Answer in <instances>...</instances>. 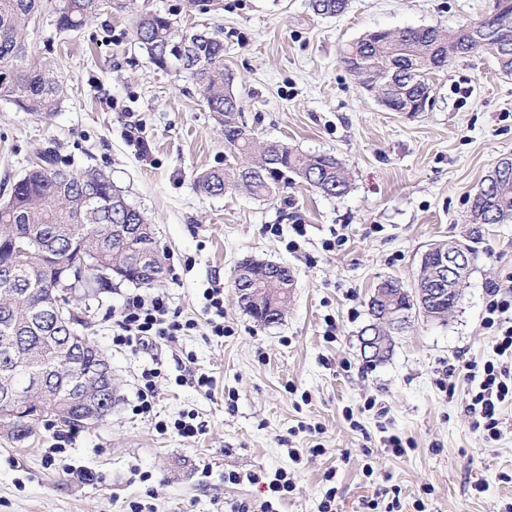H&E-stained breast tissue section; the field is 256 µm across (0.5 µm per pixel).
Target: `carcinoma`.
I'll return each instance as SVG.
<instances>
[{
	"mask_svg": "<svg viewBox=\"0 0 512 512\" xmlns=\"http://www.w3.org/2000/svg\"><path fill=\"white\" fill-rule=\"evenodd\" d=\"M495 19L478 29L448 32L439 29L406 27L385 35L368 33L342 51L346 65L359 63L360 84L378 96L413 102L430 88L434 72L448 61L482 50L493 56L499 69L512 74V0ZM312 10L328 17L342 14L348 0H310ZM45 8V0H0V99L18 110L48 119L59 111L64 87L58 79L52 50L35 54L30 46V30ZM127 0H59L53 9L54 24L61 33L79 30L88 22L112 10L123 11ZM135 41L159 70L175 67L169 47L183 37L168 14L142 12L132 17ZM181 69L198 87L209 111L224 127L228 149L224 167L211 169L194 180L196 189L210 196L241 191L254 197H270L296 180H302L326 197L336 198L349 191L343 163L330 154H303L278 142H260L239 123L242 105L230 94L224 71V42L214 33L199 32L191 38ZM483 192L469 197L465 223L468 238L482 237L484 224L512 223V172L498 179H483ZM145 224L147 219L125 197L112 192V179L102 169L88 168L76 173L50 149L39 150L36 161L14 183L9 199L0 203V265L11 255V239L17 235L35 242L29 262L15 271L13 282H0V340L10 338L29 351V369L47 377L41 401L54 407L47 417L76 427L71 420L68 397L71 366L62 361L61 347L70 333L51 324L44 304L67 294L87 299L112 282L99 276L102 266H119L128 272L131 283L150 288L145 280L141 257L151 239L127 237L125 246H115L114 224ZM81 246L92 253L84 268L63 271L69 249ZM433 254L423 255L413 287L429 288L435 280ZM468 276L448 283L449 298L426 306L429 318L443 322L460 300ZM255 320L268 322L270 303L241 298ZM383 309L375 298L369 300L372 318L362 334L364 355L369 361L388 356L390 343L378 341L379 318ZM104 354L90 342L79 352V362L87 370ZM26 376H10L0 351V391L13 384L23 387Z\"/></svg>",
	"mask_w": 512,
	"mask_h": 512,
	"instance_id": "carcinoma-1",
	"label": "carcinoma"
}]
</instances>
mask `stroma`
Returning a JSON list of instances; mask_svg holds the SVG:
<instances>
[{
  "mask_svg": "<svg viewBox=\"0 0 512 512\" xmlns=\"http://www.w3.org/2000/svg\"><path fill=\"white\" fill-rule=\"evenodd\" d=\"M222 2L199 13L183 0H130V10L69 34L44 13L31 40L55 51L65 87L59 112L36 119L0 100V201L45 143L74 171L105 169L153 224L165 257L157 291L198 324L167 345L120 350L115 315L135 285L116 279L90 300L86 334L112 365V410L98 426L74 428L53 463L46 450L64 426L42 422L22 443L0 435V512H126L133 501L146 512H228L237 501L258 512L280 470L294 489L279 512H318L331 486L336 512L395 498L400 512H502L512 501V405L500 410L499 439L486 442L466 410L475 387L467 367L495 357L486 289L512 276V224L485 225L446 322L413 321L375 363L361 333L382 279L412 286L431 244L466 239L469 196L512 157V74L486 53L453 59L432 78L430 107L406 114L386 109L339 61L366 32L454 30L485 16L492 0H349L336 17L315 14L309 0ZM135 11L176 14L184 31L218 30L248 133L336 155L348 193L327 198L301 183L271 199L197 192L196 175L224 165V130L186 73L148 62L132 34ZM248 257L294 274L278 323L257 322L231 286ZM217 282L230 328L220 339L208 333L202 297ZM157 363L155 420L195 413L204 426L195 441L132 413L141 374ZM448 369L451 397L439 384ZM202 373L215 381L211 393L190 381ZM369 400L374 409H365ZM387 433L408 440L405 455L384 453ZM205 466L212 476L204 485ZM81 470L98 482L75 479ZM232 471L240 483L225 482Z\"/></svg>",
  "mask_w": 512,
  "mask_h": 512,
  "instance_id": "obj_1",
  "label": "stroma"
}]
</instances>
